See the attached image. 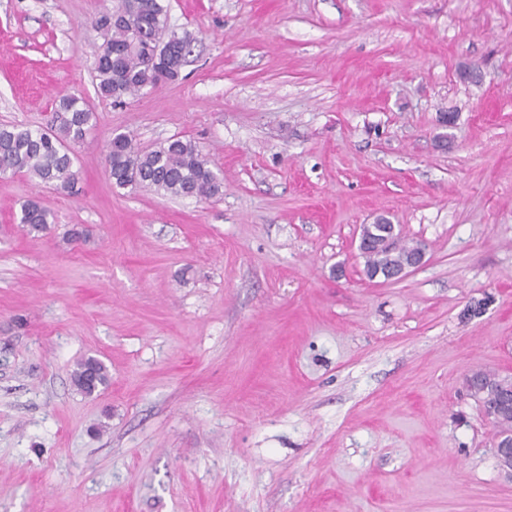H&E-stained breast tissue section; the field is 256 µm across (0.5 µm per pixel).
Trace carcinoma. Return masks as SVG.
Instances as JSON below:
<instances>
[{
    "mask_svg": "<svg viewBox=\"0 0 512 512\" xmlns=\"http://www.w3.org/2000/svg\"><path fill=\"white\" fill-rule=\"evenodd\" d=\"M122 9L130 12L131 24H112L108 15ZM94 24L104 33L103 43L94 52L96 93L118 103L145 88L176 81L175 59L184 64L191 53L192 37L188 33L177 39L179 55L170 54L164 45L161 33L167 24V6L162 0H115L112 8L95 17ZM136 36L144 45L154 42L153 51L132 46ZM95 120V112L83 100L65 95L56 104L48 131L23 125L1 126L0 173H24L57 190L73 189L76 177L71 145L84 140ZM106 163L119 189L147 188L176 198L223 195V181L192 140L171 138L143 152L135 146L132 135L119 133L109 143ZM20 223L31 232H44L52 216L38 198H28L21 205ZM386 234L393 237L390 247L383 245ZM362 238L375 243L363 252L369 274L405 263L414 251L386 218L362 227ZM72 379L75 387L88 395L109 384L107 367L94 357L77 361ZM472 387L473 397L487 402L497 398L506 384L496 373L476 371L472 373Z\"/></svg>",
    "mask_w": 512,
    "mask_h": 512,
    "instance_id": "cac0c4a2",
    "label": "carcinoma"
}]
</instances>
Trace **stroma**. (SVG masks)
<instances>
[{"instance_id":"35a3bbf8","label":"stroma","mask_w":512,"mask_h":512,"mask_svg":"<svg viewBox=\"0 0 512 512\" xmlns=\"http://www.w3.org/2000/svg\"><path fill=\"white\" fill-rule=\"evenodd\" d=\"M165 2L190 61L117 105L112 0H0V124L97 118L72 192L0 174V512H512L464 385L512 375V0ZM117 133L194 140L222 197L114 188ZM380 217L426 252L395 283ZM20 223L25 224L30 232H44L48 224H52V216L38 198H28L21 205ZM393 225L387 218H381L378 224L363 225L362 238L376 244L375 247L362 252L366 259L365 266L368 274H375L378 270L383 272L389 267L402 265L413 253L415 249V246H411L413 243L401 240ZM384 233L393 237L391 247L382 245ZM380 271L373 276V279L380 276ZM88 371H92V377L86 376ZM72 379L75 387L82 393L91 395L99 387H107L109 384V374L107 367L97 358H82L76 363V368L72 372Z\"/></svg>"}]
</instances>
